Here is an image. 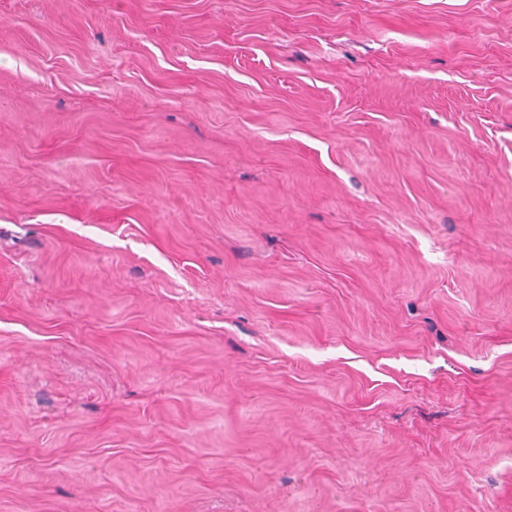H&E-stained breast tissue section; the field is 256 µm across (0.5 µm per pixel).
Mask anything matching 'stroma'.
<instances>
[{"mask_svg":"<svg viewBox=\"0 0 512 512\" xmlns=\"http://www.w3.org/2000/svg\"><path fill=\"white\" fill-rule=\"evenodd\" d=\"M0 512H512V0H0Z\"/></svg>","mask_w":512,"mask_h":512,"instance_id":"obj_1","label":"stroma"}]
</instances>
